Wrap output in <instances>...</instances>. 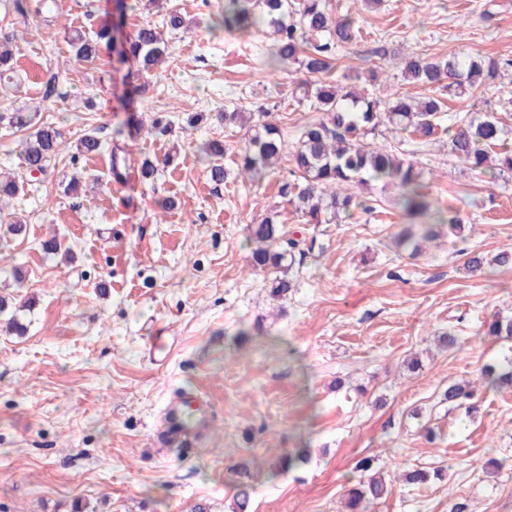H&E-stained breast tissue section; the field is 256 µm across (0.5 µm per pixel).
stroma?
<instances>
[{"label": "stroma", "instance_id": "obj_1", "mask_svg": "<svg viewBox=\"0 0 512 512\" xmlns=\"http://www.w3.org/2000/svg\"><path fill=\"white\" fill-rule=\"evenodd\" d=\"M330 4L362 17L365 32L340 51L335 79L378 72L368 90L381 100L413 51L512 58V0ZM220 8L160 0L128 13V34L163 27L173 10L186 26L168 34L170 54L137 102L143 119L166 113L172 132L118 137L127 66L110 49L83 61L69 46L74 34L94 37L112 0H58L57 21L37 29L0 5V31L21 38L20 81L0 91V112L34 110L67 144L93 130L103 145L81 162L98 187L66 193L73 166L60 155L8 206L26 236L0 234V295L33 303L19 313L24 335L0 333V512H234L242 483L246 512H341L364 457L389 488L370 512H512V389H481L473 416L441 397L448 383L477 379L512 354V339L485 333L492 319H512V268H464L468 253L512 248V172L488 183L449 156L442 132L421 146L428 193L465 227L454 235L437 225L417 254L395 243L410 222L391 186L373 189L370 212L303 223L280 193L288 160L261 184L242 183L233 171L242 135L212 119L259 111L294 142L314 118L291 96L302 74L266 69L265 34L210 28ZM447 105L512 126V69H500L484 101ZM196 112L206 121L180 129ZM216 136L229 171L219 186L198 152ZM147 159L159 164L149 181L139 175ZM167 198L175 205L165 211ZM270 213L314 247L277 301L266 276L248 269L249 227ZM54 235L71 258L44 255ZM447 332L460 338L451 351L437 344ZM159 336L174 346L157 350ZM182 390L203 396L208 429L190 448L153 447L165 400ZM301 448L306 464L273 472ZM415 465L443 468V477L404 484L401 471Z\"/></svg>", "mask_w": 512, "mask_h": 512}]
</instances>
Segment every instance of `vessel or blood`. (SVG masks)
<instances>
[{
    "label": "vessel or blood",
    "instance_id": "vessel-or-blood-1",
    "mask_svg": "<svg viewBox=\"0 0 512 512\" xmlns=\"http://www.w3.org/2000/svg\"><path fill=\"white\" fill-rule=\"evenodd\" d=\"M209 424L203 403L190 393L171 396L164 404L159 427L153 437L157 445H191Z\"/></svg>",
    "mask_w": 512,
    "mask_h": 512
}]
</instances>
